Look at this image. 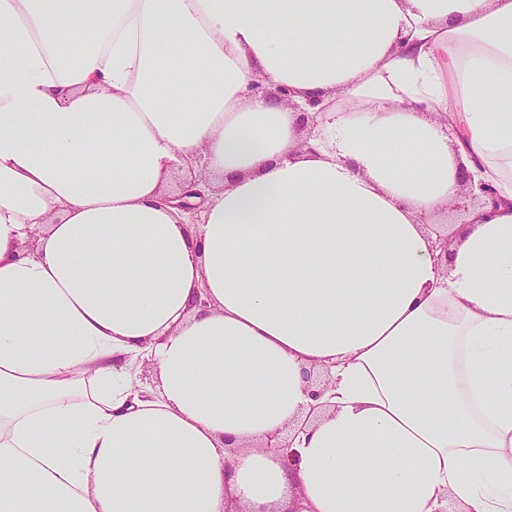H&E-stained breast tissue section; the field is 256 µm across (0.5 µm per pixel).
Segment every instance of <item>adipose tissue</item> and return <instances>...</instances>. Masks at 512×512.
<instances>
[{"mask_svg": "<svg viewBox=\"0 0 512 512\" xmlns=\"http://www.w3.org/2000/svg\"><path fill=\"white\" fill-rule=\"evenodd\" d=\"M451 500L512 512V0H0V512ZM461 175V182L466 186L464 190L466 193H464L465 196L462 197L464 201H458L452 205L453 210L468 209L467 201H470L473 206L477 207H485L488 205L492 208L497 207L499 200L495 189L491 185L480 182L477 186H474L470 174L463 170ZM467 197L469 198L468 200ZM185 183H187V182H185ZM187 188H189V189H187ZM210 188H211L210 183L205 177H203V176L195 177L193 179V181H190L187 183L186 189L185 188L182 189L183 193L176 197L177 199H179V200H177L178 202L175 204L176 207L182 208L183 210H186L189 213H191L192 221H195V218H196L195 205L182 200V198L195 197V198L201 199L205 196V192L210 191ZM280 434H273L259 445L266 452L273 453L278 457L284 465L294 468L300 462V455L297 448H293V441L289 436H279Z\"/></svg>", "mask_w": 512, "mask_h": 512, "instance_id": "1", "label": "adipose tissue"}]
</instances>
